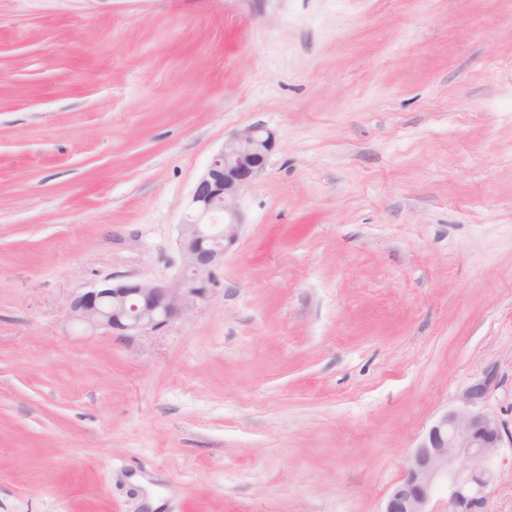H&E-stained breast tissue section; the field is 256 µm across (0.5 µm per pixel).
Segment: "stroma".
I'll return each instance as SVG.
<instances>
[{"label":"stroma","mask_w":512,"mask_h":512,"mask_svg":"<svg viewBox=\"0 0 512 512\" xmlns=\"http://www.w3.org/2000/svg\"><path fill=\"white\" fill-rule=\"evenodd\" d=\"M253 125L207 298L75 330ZM476 386L512 430V0H0V512H383Z\"/></svg>","instance_id":"obj_1"}]
</instances>
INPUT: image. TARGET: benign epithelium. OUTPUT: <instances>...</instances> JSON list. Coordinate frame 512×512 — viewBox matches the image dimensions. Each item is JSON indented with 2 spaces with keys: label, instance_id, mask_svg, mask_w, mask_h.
Masks as SVG:
<instances>
[{
  "label": "benign epithelium",
  "instance_id": "obj_1",
  "mask_svg": "<svg viewBox=\"0 0 512 512\" xmlns=\"http://www.w3.org/2000/svg\"><path fill=\"white\" fill-rule=\"evenodd\" d=\"M276 145L273 132L250 126L224 141L197 182L191 213L180 224L184 273L172 283L107 278L76 294L67 318L84 331L105 330L119 338L150 340L181 319L209 292L212 269L236 244L240 226L237 199L267 165ZM479 388L462 405L442 412L408 459L383 512H428L440 491L448 512H482L484 490L497 477L493 459L512 432L493 414L475 407Z\"/></svg>",
  "mask_w": 512,
  "mask_h": 512
}]
</instances>
